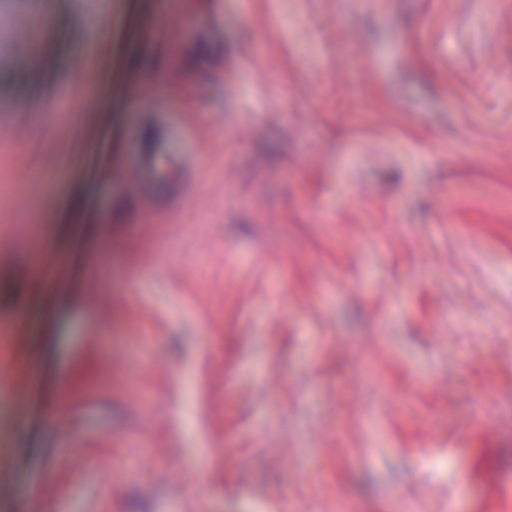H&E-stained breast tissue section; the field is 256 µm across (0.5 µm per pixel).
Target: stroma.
Listing matches in <instances>:
<instances>
[{"label": "stroma", "mask_w": 512, "mask_h": 512, "mask_svg": "<svg viewBox=\"0 0 512 512\" xmlns=\"http://www.w3.org/2000/svg\"><path fill=\"white\" fill-rule=\"evenodd\" d=\"M17 125L0 512H502L512 0H0ZM166 153L167 146L162 139L143 149L134 166L126 172V191L139 195L155 183L177 180L181 174L182 162L176 158L169 159Z\"/></svg>", "instance_id": "1"}]
</instances>
